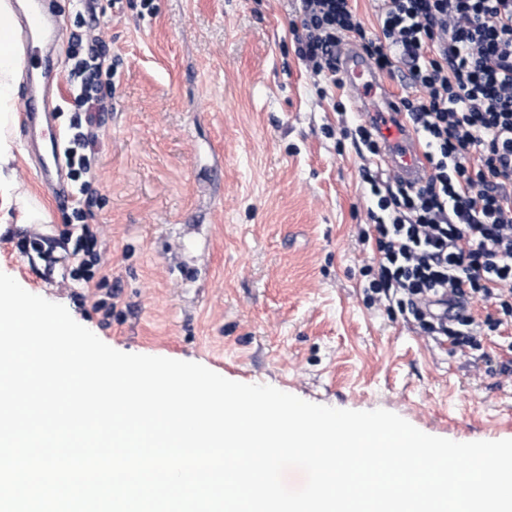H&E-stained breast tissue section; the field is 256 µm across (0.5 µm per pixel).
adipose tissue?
Segmentation results:
<instances>
[{
	"instance_id": "obj_1",
	"label": "adipose tissue",
	"mask_w": 512,
	"mask_h": 512,
	"mask_svg": "<svg viewBox=\"0 0 512 512\" xmlns=\"http://www.w3.org/2000/svg\"><path fill=\"white\" fill-rule=\"evenodd\" d=\"M11 0H0V223L18 212L22 224L50 221L46 206L32 193L22 191L7 167L14 158V133L18 122L17 92L24 77V65L16 49Z\"/></svg>"
}]
</instances>
